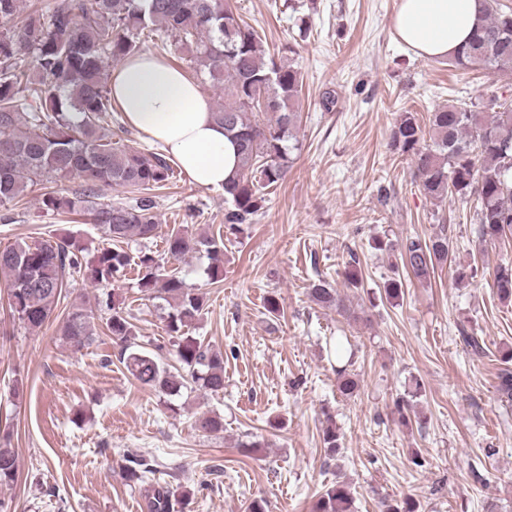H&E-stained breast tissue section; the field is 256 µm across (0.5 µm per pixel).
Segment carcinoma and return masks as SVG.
<instances>
[{"label":"carcinoma","mask_w":512,"mask_h":512,"mask_svg":"<svg viewBox=\"0 0 512 512\" xmlns=\"http://www.w3.org/2000/svg\"><path fill=\"white\" fill-rule=\"evenodd\" d=\"M26 0H0V205L21 200L38 185L65 178L87 185L83 198L58 190L41 195V209L91 214L112 242L86 258L88 248L72 237L48 236L34 244L17 242L0 250V285L13 320L25 330L41 329L54 315L69 278L110 283L131 265L138 267L140 292L169 306L165 331L175 367L136 343L131 315L111 298L70 307L58 328L59 340L74 350L95 341L96 311L120 346V362L141 385L167 397L180 395L186 379L211 394L224 392V355L189 335L205 310V297L177 269L167 270L154 256H131L128 241L158 237L154 191L174 174L166 158L125 144L128 130L112 100L104 67L142 53L146 42L192 53L204 79L224 86V102L214 109L224 135L238 147L239 165L224 187L225 233L237 235L264 208L265 191L288 173L289 141L301 109L304 77L292 62L276 58L259 33L240 17L232 0H53L48 16L23 15ZM448 63L462 70L483 69L512 76V7L487 0L482 24L467 46ZM391 147L414 165V182L430 199L455 196L473 210L479 237L498 240L512 234V100L496 95L481 107L443 106L431 113L429 129L403 113L391 132ZM118 186L136 194L132 202H95L97 187ZM164 253L180 261L204 250L216 262L210 279L221 276V236L196 235L185 227L163 236ZM450 238L409 237L400 247L403 266L425 280L448 261ZM342 276L356 288L360 262L349 254ZM500 299L512 300V265L494 273ZM309 296L322 306L344 310L338 289L324 279L310 284ZM338 391L354 394L359 384L351 361L336 353ZM186 369L182 374L180 369ZM497 391L512 402V371L498 374ZM205 434L224 431L218 415L198 418ZM329 458L341 450L340 433L323 431ZM18 457L10 433L0 435V487L16 481ZM175 493L167 486L145 489L147 512H170ZM350 486L338 481L320 497L315 512H353ZM381 512H418L416 502L384 499Z\"/></svg>","instance_id":"cac0c4a2"}]
</instances>
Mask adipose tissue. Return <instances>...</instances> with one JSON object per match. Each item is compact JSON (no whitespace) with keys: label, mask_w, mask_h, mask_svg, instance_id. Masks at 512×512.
<instances>
[{"label":"adipose tissue","mask_w":512,"mask_h":512,"mask_svg":"<svg viewBox=\"0 0 512 512\" xmlns=\"http://www.w3.org/2000/svg\"><path fill=\"white\" fill-rule=\"evenodd\" d=\"M485 0H399L397 36L426 58L452 57L480 22ZM112 97L124 121L163 144L191 182L223 187L237 168V149L213 117L201 85L167 61L141 53L112 72Z\"/></svg>","instance_id":"ef3b65f1"}]
</instances>
